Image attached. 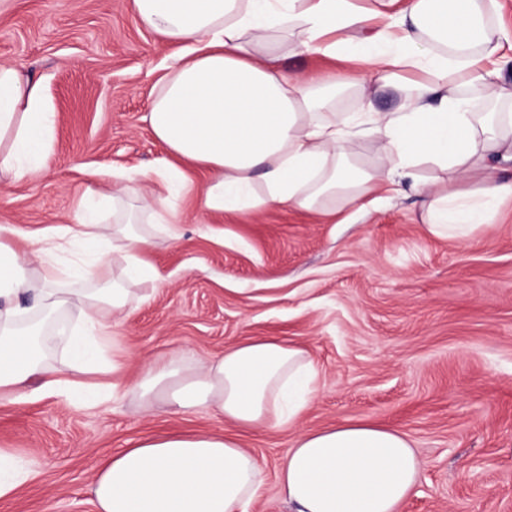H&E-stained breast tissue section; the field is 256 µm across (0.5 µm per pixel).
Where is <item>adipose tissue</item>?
<instances>
[{
  "instance_id": "adipose-tissue-1",
  "label": "adipose tissue",
  "mask_w": 512,
  "mask_h": 512,
  "mask_svg": "<svg viewBox=\"0 0 512 512\" xmlns=\"http://www.w3.org/2000/svg\"><path fill=\"white\" fill-rule=\"evenodd\" d=\"M140 22L175 47V64L158 82L147 121L167 156L148 173H113L118 193L88 189L112 205L156 200L144 181L183 187V165L205 171L204 210L243 212L295 207L323 213L341 198L371 203L414 192L432 234L467 241L493 223L512 198V92L497 27L498 0H132ZM367 29L361 41L343 30ZM293 39L302 52L356 62L365 81L393 89L394 111H378L356 92L336 110L326 88L335 75H288L275 45ZM379 142L376 165L352 162V138ZM54 114L41 81L0 62V180L47 172ZM431 165L447 185L423 179ZM0 226V403L26 391L94 409L117 388L101 357L112 318L130 286L157 279L145 259L149 235L104 232L96 211L80 208L69 224L17 245ZM122 254L114 282L112 250ZM84 282L82 292L64 289ZM79 305L80 327L67 338L69 364L36 360L26 328L32 312L52 316ZM306 352L281 339L250 340L207 364L179 356L144 365L134 391L143 408L172 394L178 412L208 407L235 431L174 432L131 440L108 456L93 483L95 512H245L264 484L257 459L236 433L292 427L314 392ZM423 463L404 433L369 423L297 432L277 472L293 512H398L414 492ZM35 471L0 448V503L12 500Z\"/></svg>"
}]
</instances>
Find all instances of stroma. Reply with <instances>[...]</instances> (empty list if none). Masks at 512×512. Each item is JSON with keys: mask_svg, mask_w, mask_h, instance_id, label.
Segmentation results:
<instances>
[{"mask_svg": "<svg viewBox=\"0 0 512 512\" xmlns=\"http://www.w3.org/2000/svg\"><path fill=\"white\" fill-rule=\"evenodd\" d=\"M171 53L131 0H11L0 11V62L42 80L55 115L47 173L0 181V226L34 236L67 224L87 186L164 157L145 116ZM189 178L192 189L167 198L174 235L152 231L159 279L134 286L112 320L111 402L0 406V448L37 471L0 512H94L99 463L129 440L224 431L203 408L140 409L130 389L141 365L175 352L210 362L269 337L305 349L317 371L297 429L368 422L409 437L424 468L399 512H512V199L463 244L432 235L413 195L367 211L340 200L334 217L219 216L199 208L205 174ZM295 431L241 432L265 472L249 512H291L276 476Z\"/></svg>", "mask_w": 512, "mask_h": 512, "instance_id": "35a3bbf8", "label": "stroma"}]
</instances>
